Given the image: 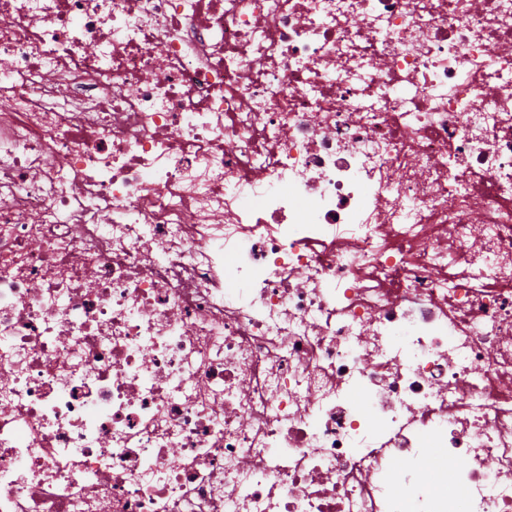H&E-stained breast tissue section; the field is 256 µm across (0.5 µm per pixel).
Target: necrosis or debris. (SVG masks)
<instances>
[{
  "label": "necrosis or debris",
  "mask_w": 512,
  "mask_h": 512,
  "mask_svg": "<svg viewBox=\"0 0 512 512\" xmlns=\"http://www.w3.org/2000/svg\"><path fill=\"white\" fill-rule=\"evenodd\" d=\"M0 512H512V0H0Z\"/></svg>",
  "instance_id": "obj_1"
}]
</instances>
